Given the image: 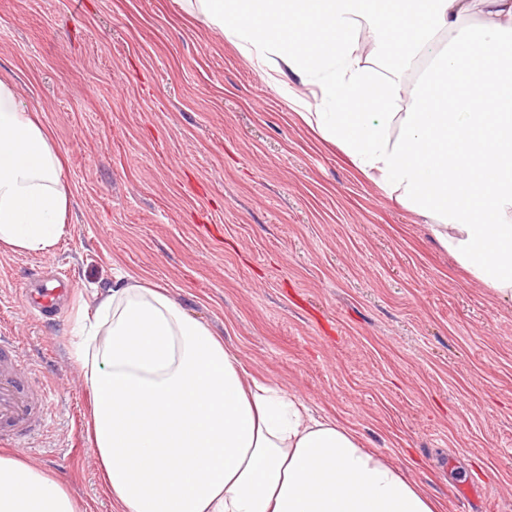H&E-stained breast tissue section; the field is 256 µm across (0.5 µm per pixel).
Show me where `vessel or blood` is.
Instances as JSON below:
<instances>
[{"instance_id": "1", "label": "vessel or blood", "mask_w": 512, "mask_h": 512, "mask_svg": "<svg viewBox=\"0 0 512 512\" xmlns=\"http://www.w3.org/2000/svg\"><path fill=\"white\" fill-rule=\"evenodd\" d=\"M21 366L13 340L0 336V446L4 448L31 441L49 415V391Z\"/></svg>"}]
</instances>
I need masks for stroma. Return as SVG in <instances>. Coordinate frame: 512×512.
I'll list each match as a JSON object with an SVG mask.
<instances>
[{"instance_id": "35a3bbf8", "label": "stroma", "mask_w": 512, "mask_h": 512, "mask_svg": "<svg viewBox=\"0 0 512 512\" xmlns=\"http://www.w3.org/2000/svg\"><path fill=\"white\" fill-rule=\"evenodd\" d=\"M0 79L40 112L70 191L50 251H0V329L53 394L29 463L114 512L86 422L77 316L133 276L167 288L248 376L300 395L440 512H512V302L290 107L181 0H0ZM66 279L61 312L30 288Z\"/></svg>"}]
</instances>
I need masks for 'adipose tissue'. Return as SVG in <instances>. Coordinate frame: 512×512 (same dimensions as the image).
Here are the masks:
<instances>
[{"label": "adipose tissue", "mask_w": 512, "mask_h": 512, "mask_svg": "<svg viewBox=\"0 0 512 512\" xmlns=\"http://www.w3.org/2000/svg\"><path fill=\"white\" fill-rule=\"evenodd\" d=\"M278 83L300 119L417 214L476 280L512 301V0H182ZM483 18L467 23L473 3ZM375 39L361 44L362 22ZM431 64L400 109L403 74ZM381 62L372 72L368 61ZM59 152L0 80V249L42 253L65 228ZM76 358L89 439L115 512H437L332 419L246 379L221 337L167 289L132 278L85 316ZM0 512H83L57 477L0 454Z\"/></svg>", "instance_id": "obj_1"}]
</instances>
